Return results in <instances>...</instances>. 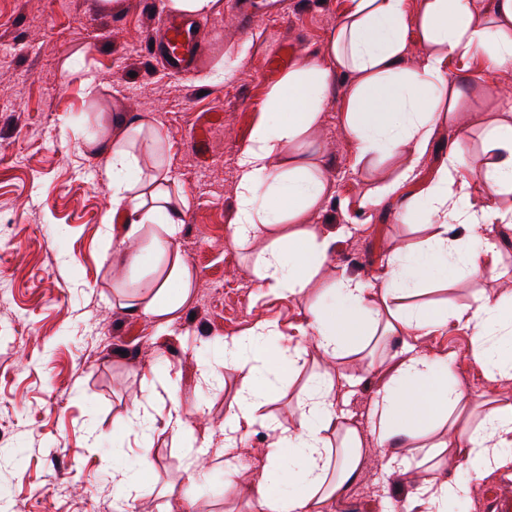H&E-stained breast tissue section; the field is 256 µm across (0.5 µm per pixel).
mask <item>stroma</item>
I'll use <instances>...</instances> for the list:
<instances>
[{
	"label": "stroma",
	"instance_id": "stroma-1",
	"mask_svg": "<svg viewBox=\"0 0 512 512\" xmlns=\"http://www.w3.org/2000/svg\"><path fill=\"white\" fill-rule=\"evenodd\" d=\"M348 0H288L270 15L255 0L249 30L234 19V0L193 18L203 44L185 75L150 55L166 0H0V512H252L226 497L220 427L243 383V370L222 365L219 341L269 324L281 342L299 349L295 368L281 372L264 410L281 423L299 420L298 396L308 378L324 373L339 382V404L365 432L362 473L330 506L340 512H388L404 503L425 469L423 450L409 454L407 472L391 473L370 437L371 397L383 380L379 361L399 349V337L375 353L324 358L302 332L324 283L277 296L258 288L254 269L264 239L235 244L227 233L236 207L239 147L262 116L268 91L289 70L322 50ZM464 90L462 112L512 111V65L476 55L449 63ZM98 86L87 91L84 80ZM349 79L333 78V96L316 147L330 164L334 193L309 220L336 234L338 272L375 283L389 256L424 238L423 218L401 216L402 199L431 182L453 128H441L416 179L380 205H367L373 171L355 167V144L341 125ZM145 116L166 135L172 196L187 207L175 239L194 283L189 302L167 330L122 309L138 282L116 262L124 241L112 214V178L102 145L122 124ZM497 288L490 278H449L425 298L434 306H463ZM433 353H454L456 376L473 404L495 398L496 381L472 362V335L455 323L424 338ZM216 376H207L209 365ZM193 408L188 425L213 443L201 466L209 476L186 480L185 450L166 429L168 379ZM123 457L137 461L136 444L151 438L153 466L140 475L136 497L124 500L112 480L113 437ZM439 468L469 488L462 512H492L512 496V467L473 478L455 452Z\"/></svg>",
	"mask_w": 512,
	"mask_h": 512
}]
</instances>
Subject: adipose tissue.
Masks as SVG:
<instances>
[{
  "label": "adipose tissue",
  "instance_id": "obj_1",
  "mask_svg": "<svg viewBox=\"0 0 512 512\" xmlns=\"http://www.w3.org/2000/svg\"><path fill=\"white\" fill-rule=\"evenodd\" d=\"M411 28L424 47L415 68L404 65ZM480 51L494 63L512 62V0H421L412 13L404 0H349L318 57L288 71L269 91L262 109L284 114V121H259L237 153V200L229 229L236 243L266 238L254 270L259 288L293 295L335 264L334 232L309 221L329 196L328 163L322 153L302 150L323 123L332 76L341 72L350 79L341 124L357 147L355 165L373 169L388 159L404 160L397 176L375 184L367 202L376 206L412 178L440 127L457 126L463 90L448 77L446 65ZM473 123L483 134L486 167L466 177V142L456 139L431 185L403 205L407 215L428 211L430 234L395 250L375 284L337 276L305 317L318 349L330 359L362 351L379 333L400 337L402 346L373 394L370 423L392 472L409 465L403 448L424 439L434 448L461 449L464 469L475 477L512 463V403L485 402L479 421L471 422V399L454 376V355L430 353L420 344L433 326L462 324L472 333L473 364L512 388L511 288L448 311L416 301L424 283L446 279L451 264L463 277L502 276L490 236L512 224V208L499 203L500 196L512 194V113H479ZM107 152L112 210L122 217L125 238H147L152 257L149 277L126 306L161 329L184 307L193 285L192 271L173 245L183 211L165 188V136L140 117L127 123ZM144 154L154 159L148 174L140 164ZM268 333L262 325L256 336L224 340L225 362L246 371L241 394L220 428L224 489L247 500L254 512H328L360 475L364 439L346 424L332 383L320 375L300 392L297 427L262 414L271 393L269 375L294 362L289 348L268 342ZM188 414L172 399L165 426L182 439L186 478L195 482L205 473L197 465ZM257 427L271 440L256 452L262 462L259 481L244 484L234 460L240 442ZM340 436L346 441L341 450L333 443ZM466 493L464 484L435 471L419 483L407 509L448 512L449 503Z\"/></svg>",
  "mask_w": 512,
  "mask_h": 512
}]
</instances>
